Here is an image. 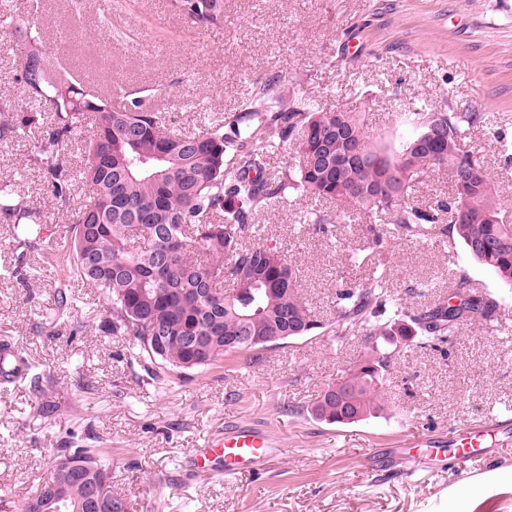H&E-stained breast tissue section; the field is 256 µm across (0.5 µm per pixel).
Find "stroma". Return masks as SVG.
I'll list each match as a JSON object with an SVG mask.
<instances>
[{
    "label": "stroma",
    "instance_id": "35a3bbf8",
    "mask_svg": "<svg viewBox=\"0 0 512 512\" xmlns=\"http://www.w3.org/2000/svg\"><path fill=\"white\" fill-rule=\"evenodd\" d=\"M54 61L79 76L112 67L129 89L153 87L170 127L192 129L208 113H236L257 82L279 75L285 98L364 113L379 145L407 131L398 112H479L468 148L512 199V0H224V26L199 32L167 0H41ZM32 139L0 144V172L12 173L44 217V243H61L69 209L26 168ZM303 199L273 203L250 242L301 270L300 292L324 324L335 317L339 281L384 275L393 303L417 312L447 300L459 281L495 298L512 320V292L451 235L433 242L397 236L385 248L346 224L318 236L300 216ZM0 223V339L15 342L50 376L42 393L0 390V493L17 501L47 476L65 440L107 449L112 491L132 512H512V432L492 439L491 464L449 458L413 470L396 458L429 433L450 434L488 416L512 419V327L458 326L440 349L398 345L375 415L349 424L316 418L311 407L371 342L324 331L201 371L148 382L130 337L100 331L104 295L74 286L70 318L54 316L57 277L42 252L21 253ZM271 431L281 452L261 470L233 478L192 473L193 449L225 427Z\"/></svg>",
    "mask_w": 512,
    "mask_h": 512
}]
</instances>
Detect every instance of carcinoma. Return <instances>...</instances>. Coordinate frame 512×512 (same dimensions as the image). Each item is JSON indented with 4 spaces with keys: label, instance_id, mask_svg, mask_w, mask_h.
Wrapping results in <instances>:
<instances>
[{
    "label": "carcinoma",
    "instance_id": "1",
    "mask_svg": "<svg viewBox=\"0 0 512 512\" xmlns=\"http://www.w3.org/2000/svg\"><path fill=\"white\" fill-rule=\"evenodd\" d=\"M0 29L10 31L21 58L17 81L24 97L0 100V142L33 134L27 166L42 174L56 203L69 204L75 181L87 187L85 201L70 215L67 248L48 257L56 269L55 303L69 311L71 282L103 291L109 306L107 331L133 338L137 357L155 379L157 369L186 374L203 370L226 354L256 353L264 344L224 347L226 336H267L286 331L290 338L321 328L298 290L299 268L270 248L243 243L255 215L290 195L311 206L302 223L316 232L347 222L346 204L366 211V232L382 248L388 231L384 217L417 242L445 233L457 236L469 254L512 290V224L500 220L507 199L491 183L483 161L464 144L465 128L482 121L479 112H401L410 136L390 151L374 143L359 112L324 110L300 97H280L277 75L229 117L217 112L194 133L167 127L164 114L148 103L155 89L126 95L116 106L69 67L51 62L35 0H3ZM170 10L193 27L224 26V0H169ZM47 106L50 126L32 104ZM82 166L71 162L74 136ZM293 147L286 158L280 149ZM448 172L450 219L444 226L431 207L411 199L413 186L428 171ZM0 220L13 225L19 249L39 250L43 214L17 191L16 179L0 176ZM383 275L367 285H340L336 291V335L366 328L373 342L367 356L337 379L338 390L318 396L312 413L339 423L347 410L357 420L379 410L377 398L393 364L386 342L400 336L436 345L462 322L499 319L495 299L472 294L459 283L448 300L410 315L396 309L387 320ZM163 336L162 352L148 337ZM44 373L7 340L0 342V383L29 381L42 390ZM55 475L41 479L18 512H44L56 497L84 510L89 478L112 474L102 448L55 449ZM123 497L107 491L93 512H122Z\"/></svg>",
    "mask_w": 512,
    "mask_h": 512
}]
</instances>
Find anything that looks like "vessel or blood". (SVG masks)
I'll use <instances>...</instances> for the list:
<instances>
[{
    "mask_svg": "<svg viewBox=\"0 0 512 512\" xmlns=\"http://www.w3.org/2000/svg\"><path fill=\"white\" fill-rule=\"evenodd\" d=\"M498 432L499 427L493 422L463 429L450 440L448 447L432 446L425 454L416 457L415 462L418 468H431L435 459L441 458L446 450L462 459L492 461V449L483 447L482 442ZM279 453L276 441L267 431L238 425L225 430L223 437L208 441L205 447L194 449L190 466L199 474L233 477L243 471L259 469Z\"/></svg>",
    "mask_w": 512,
    "mask_h": 512,
    "instance_id": "obj_1",
    "label": "vessel or blood"
}]
</instances>
